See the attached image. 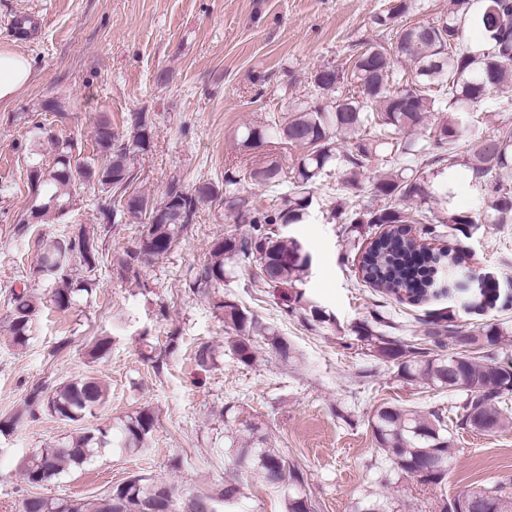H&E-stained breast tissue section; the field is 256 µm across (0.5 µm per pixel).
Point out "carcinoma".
Listing matches in <instances>:
<instances>
[{"label": "carcinoma", "mask_w": 512, "mask_h": 512, "mask_svg": "<svg viewBox=\"0 0 512 512\" xmlns=\"http://www.w3.org/2000/svg\"><path fill=\"white\" fill-rule=\"evenodd\" d=\"M410 9L411 0H394L374 23L393 28ZM469 22L479 26L487 38L485 48L478 53L463 43V27ZM399 41L414 78L396 73L394 58L386 48L372 44L352 56L350 81L354 89L343 100L325 105L301 101L294 104L295 115L285 125L273 120L245 128V148L259 147L275 137L303 150L286 181L276 160L250 172L256 184L278 189L262 210L237 187L239 180L230 171L224 173L222 190L202 184L190 191L173 181L158 202L139 193L134 187L137 173L132 157L147 151L153 142L154 123L147 112L136 113L131 134L124 140L112 132L109 119L99 120L96 144L97 151L107 158L103 164L76 159V145L71 141H54L52 164L29 165L28 180L35 202L29 209V220H20L18 231L26 232L33 222L50 213H64L74 186L91 183L104 194L102 223L136 225L137 242L135 247L108 258L100 244V232L80 227L45 247L30 267L29 279L47 282L50 289L43 297L25 288L13 293L9 322L13 344L23 348L34 338L37 317L45 303L67 311L83 295L91 294L96 272L105 264L115 267L122 277L139 276L142 268L180 243L205 200L220 196L224 210L248 218L250 229L215 240L207 260L190 275L188 288L202 294L215 289L213 307L235 335L232 351L239 362L251 365L256 361L258 341L288 358V343L275 329L217 292L227 279L226 264L233 261L257 267L271 288L295 287L311 261L297 241L284 237V230L309 216L322 174L338 166L346 170L344 182L355 186L368 166L392 146L410 157V165L377 176L375 193L387 204L355 210L346 218L339 205L332 210V218L382 227L360 254L359 272L366 285L412 305L451 296L452 284L466 269L467 255L456 246L431 247L426 240L452 236L456 231L464 234L474 224L512 223V128L504 126L495 133H485L476 124H466L462 117L482 104L497 112H512V98L503 96L504 88L512 84V0H449L446 15L431 24L403 27ZM428 126L433 132L422 140L395 142V136L403 132ZM339 136L346 140L348 149L338 153L335 138ZM460 160L475 185L485 191V209L432 213L423 207L428 196L426 170L451 168ZM413 224L423 225L417 236L409 229ZM75 263L83 272L76 279L71 275ZM455 319L451 306L429 314L421 330L424 347L381 333L378 315L373 322L357 326L355 333L371 356L397 366V377L404 383L456 395V427L495 433L509 423L512 366H503L489 356L480 359L470 350L496 345L509 336V328L492 324L465 332L457 328ZM449 336L455 338L460 350H445ZM106 399L101 382L90 376L50 389L38 386L27 395V413L1 420L0 433L24 426L27 417L35 416L38 409L62 420L79 421L94 415ZM156 424L154 413L143 409L122 421L115 433L97 428L42 448L24 463L23 476L30 485L43 486L66 471L81 468L106 448L140 451ZM371 428L378 444L375 467L380 482L388 485L396 474L410 477L432 492L445 486L456 448L442 413L383 405L373 414ZM237 461L255 463L270 486L287 483L301 489L288 496L287 512H318L317 504L302 492L301 470L286 464L275 451L246 443ZM108 494L112 495L110 510L102 496L82 501L37 494L23 499L20 512H150L148 503L153 497L167 506V512H233L240 489L228 482L216 494L199 492L182 498L169 485L133 475ZM483 497L498 500L502 512H512V498L501 485L452 499L441 494L432 512H456L460 499Z\"/></svg>", "instance_id": "obj_1"}]
</instances>
